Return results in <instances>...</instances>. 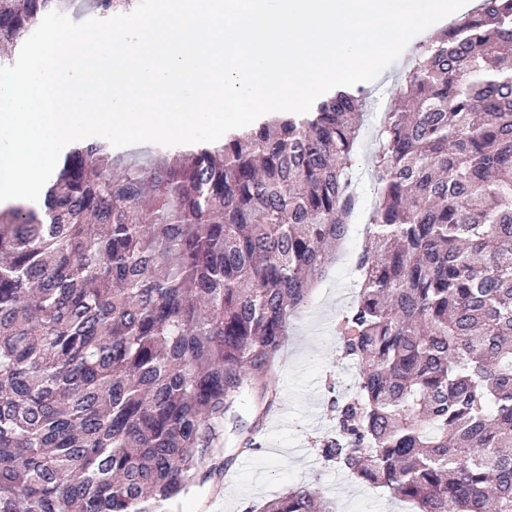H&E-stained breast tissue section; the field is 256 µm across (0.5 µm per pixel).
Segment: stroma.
Returning a JSON list of instances; mask_svg holds the SVG:
<instances>
[{"instance_id": "35a3bbf8", "label": "stroma", "mask_w": 512, "mask_h": 512, "mask_svg": "<svg viewBox=\"0 0 512 512\" xmlns=\"http://www.w3.org/2000/svg\"><path fill=\"white\" fill-rule=\"evenodd\" d=\"M352 265L332 268L279 351L280 368L270 384L274 404L259 389H247L236 407L240 428H227L222 474L198 479L188 494L164 512H246L289 489L318 487L336 512H412L410 503L364 484L346 470L327 467L318 448L334 425L331 401L349 395L357 368L337 335L341 313L356 295ZM255 449H246L247 440Z\"/></svg>"}]
</instances>
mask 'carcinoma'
Masks as SVG:
<instances>
[{"mask_svg": "<svg viewBox=\"0 0 512 512\" xmlns=\"http://www.w3.org/2000/svg\"><path fill=\"white\" fill-rule=\"evenodd\" d=\"M0 0V44L50 2ZM101 17L134 0H95ZM361 86L224 143L64 154L0 207V512H157L224 466L359 199ZM376 134L339 322L358 374L320 456L416 512H512V0L419 41ZM259 512H336L300 488ZM371 112H382L378 108H372ZM368 114L366 117V120L364 122V126L362 127L359 137L357 139L355 148H354V167H353V173L357 177H361L362 179V186L361 190L364 196V199L366 201V204L369 205L372 201V197L374 196V176L372 172V168L370 166V150L367 147L366 144V137H365V125L370 120L371 114Z\"/></svg>", "mask_w": 512, "mask_h": 512, "instance_id": "cac0c4a2", "label": "carcinoma"}]
</instances>
